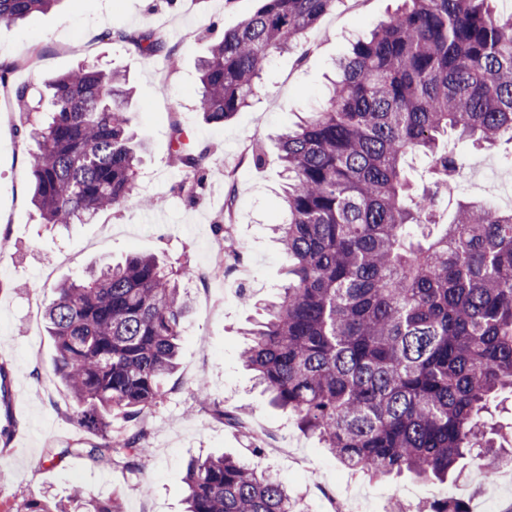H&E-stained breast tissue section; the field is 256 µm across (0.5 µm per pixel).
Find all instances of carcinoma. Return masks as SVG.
<instances>
[{
    "label": "carcinoma",
    "mask_w": 512,
    "mask_h": 512,
    "mask_svg": "<svg viewBox=\"0 0 512 512\" xmlns=\"http://www.w3.org/2000/svg\"><path fill=\"white\" fill-rule=\"evenodd\" d=\"M59 0H0V22ZM340 0H264L214 41L199 64L196 108L222 125L248 106L272 58L301 46ZM114 41L172 58L154 31L116 30ZM324 107L281 137L286 218L276 225L285 283L249 332L245 366L275 408L294 417L343 466L370 478L404 470L443 486L460 459L512 464L484 419L512 391V208L457 199L435 233L438 207L462 160L441 146L453 131L475 147L512 143V14L495 0H402L337 64ZM125 74L86 64L48 85V116L24 127L31 202L44 223H81L100 211L147 207L127 130ZM173 156L194 197L202 158L180 124ZM430 159L433 186L413 190L405 159ZM173 271L131 255L56 286L43 318L72 412L102 442L49 449L94 461L120 457L136 470L148 454L141 418L174 370L187 300ZM119 411L133 427L111 434ZM186 512H298L267 471L208 456L185 473ZM75 494L73 501H81ZM71 501V502H73ZM55 510L30 494L24 512ZM88 512H123L116 496ZM425 512H468L443 495Z\"/></svg>",
    "instance_id": "obj_1"
}]
</instances>
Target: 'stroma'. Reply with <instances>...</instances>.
<instances>
[{
    "label": "stroma",
    "mask_w": 512,
    "mask_h": 512,
    "mask_svg": "<svg viewBox=\"0 0 512 512\" xmlns=\"http://www.w3.org/2000/svg\"><path fill=\"white\" fill-rule=\"evenodd\" d=\"M398 0H341L336 10L302 38L307 51L276 55L265 69L249 107L222 125L207 123L195 109L198 62L208 46L256 13L263 0H61L14 24L0 22V62L13 64L10 95L0 96V364L7 369L11 403L0 404V429L12 433L0 444V512H22V491L51 501L74 489L88 497L119 495L123 512H184L187 465L198 457L229 455L269 470L296 500L300 512H331L332 493L353 474L294 418L270 407L239 354L243 333L283 279V254L271 231L282 219V164L278 136L325 101L336 60L351 42L367 36L394 12ZM154 28L172 52L173 64L116 45L117 29ZM124 71L133 95L129 127L143 143L139 195L154 206L105 210L84 224H43L30 201L27 144L19 134L13 93L41 86L77 65ZM189 132L205 154L202 192L188 199L179 189L180 167L170 136L173 123ZM259 153L261 164L251 161ZM233 195V239L241 256L218 270L216 232L226 195ZM139 253L168 268L192 266L184 282L189 299L179 365L163 394L143 417L149 453L139 472L120 459L96 463L72 456L50 466L46 448L60 443L99 442L68 408L70 393L55 371L56 348L43 308L56 286L89 268ZM205 383L211 399L241 416L237 428L215 419L197 395ZM469 512H512V486L483 480L473 463L462 469ZM370 512H418L432 494L410 475L362 478Z\"/></svg>",
    "instance_id": "stroma-1"
}]
</instances>
